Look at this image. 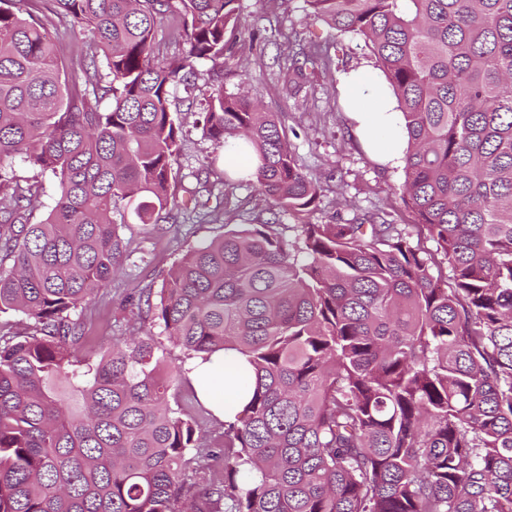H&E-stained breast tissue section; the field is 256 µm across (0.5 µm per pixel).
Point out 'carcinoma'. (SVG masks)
Returning <instances> with one entry per match:
<instances>
[{
    "mask_svg": "<svg viewBox=\"0 0 512 512\" xmlns=\"http://www.w3.org/2000/svg\"><path fill=\"white\" fill-rule=\"evenodd\" d=\"M237 2L54 0L84 35L70 88L43 19L0 0V313L28 320L0 336V512H512V0H303L364 41L397 98L411 223L380 209L291 237L266 220L183 254L147 316L189 357L246 359L235 420L206 427L150 334L78 356L126 214L157 224L171 203L172 91L192 93L200 60L224 66ZM284 53L302 80L332 66L318 45ZM201 118L255 157L227 187L299 215L343 182L310 177L276 113L221 85ZM18 156L56 180L36 222ZM185 193L186 212L229 204L207 180Z\"/></svg>",
    "mask_w": 512,
    "mask_h": 512,
    "instance_id": "carcinoma-1",
    "label": "carcinoma"
}]
</instances>
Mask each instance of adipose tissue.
<instances>
[{"instance_id": "1", "label": "adipose tissue", "mask_w": 512, "mask_h": 512, "mask_svg": "<svg viewBox=\"0 0 512 512\" xmlns=\"http://www.w3.org/2000/svg\"><path fill=\"white\" fill-rule=\"evenodd\" d=\"M348 107L358 137L371 153L389 165L401 164L407 147L398 103L377 72L355 68L342 74ZM245 367L240 355L218 351L208 358L189 360L184 370L198 382L201 399L222 420H231L242 410L248 394L237 379Z\"/></svg>"}]
</instances>
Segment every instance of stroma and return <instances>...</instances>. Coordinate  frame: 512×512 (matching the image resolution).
Masks as SVG:
<instances>
[{"mask_svg":"<svg viewBox=\"0 0 512 512\" xmlns=\"http://www.w3.org/2000/svg\"><path fill=\"white\" fill-rule=\"evenodd\" d=\"M239 4L241 26L231 56L217 68L201 64L193 95L178 93L173 103L182 128L174 167L175 193L194 187L200 178L219 186L224 183V161L217 158L198 123L199 104L217 84L223 85L225 93L247 95L264 111L277 113L297 163L317 178L329 169L340 170L344 184L327 187L317 206L299 215L272 213L269 201L243 184L228 188L231 203L224 220L181 216L176 223L158 227L127 224L122 233L130 248L112 286L92 299L84 313L90 337L81 349L84 357L100 358L113 339L122 336L148 332L166 338L163 326L140 309V300L157 303L163 280L176 261L197 243L222 235L225 223L273 218L280 231L292 236L300 224H340L379 209L390 212L395 223L408 221L401 199L402 167L384 166L371 157L343 106L341 74L374 65L363 40L336 34L304 10L302 0H239ZM295 39L320 44L332 59L331 70L317 74L298 93L290 81L291 64L280 55L281 45ZM11 170L18 184L38 186L33 217L41 219L55 197L54 178L19 158L13 160Z\"/></svg>","mask_w":512,"mask_h":512,"instance_id":"stroma-1","label":"stroma"}]
</instances>
